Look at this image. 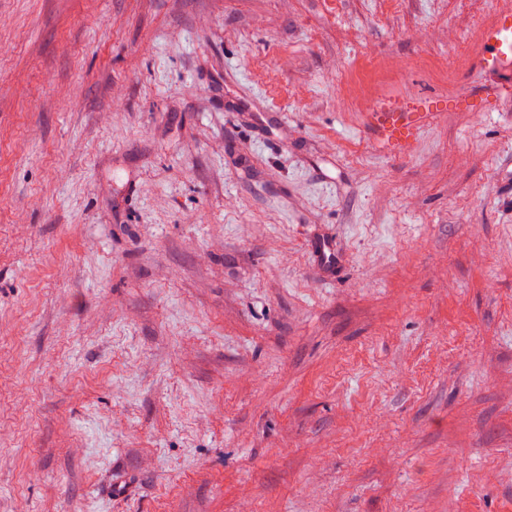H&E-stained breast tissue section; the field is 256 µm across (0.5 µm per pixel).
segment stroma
Returning <instances> with one entry per match:
<instances>
[{
  "label": "stroma",
  "instance_id": "obj_1",
  "mask_svg": "<svg viewBox=\"0 0 512 512\" xmlns=\"http://www.w3.org/2000/svg\"><path fill=\"white\" fill-rule=\"evenodd\" d=\"M493 8L0 0V512H512ZM470 98L467 93L460 92L450 99L440 97L415 101L410 105L394 104L367 112L365 123L390 156L403 158L414 151L428 117L461 107Z\"/></svg>",
  "mask_w": 512,
  "mask_h": 512
}]
</instances>
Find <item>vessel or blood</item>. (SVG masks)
<instances>
[{
	"label": "vessel or blood",
	"mask_w": 512,
	"mask_h": 512,
	"mask_svg": "<svg viewBox=\"0 0 512 512\" xmlns=\"http://www.w3.org/2000/svg\"><path fill=\"white\" fill-rule=\"evenodd\" d=\"M476 61L485 68L512 75V0H499L497 10L480 28ZM469 100V95L461 92L449 99L394 104L366 113L365 123L390 156L403 158L414 151L428 117L461 107Z\"/></svg>",
	"instance_id": "vessel-or-blood-1"
}]
</instances>
